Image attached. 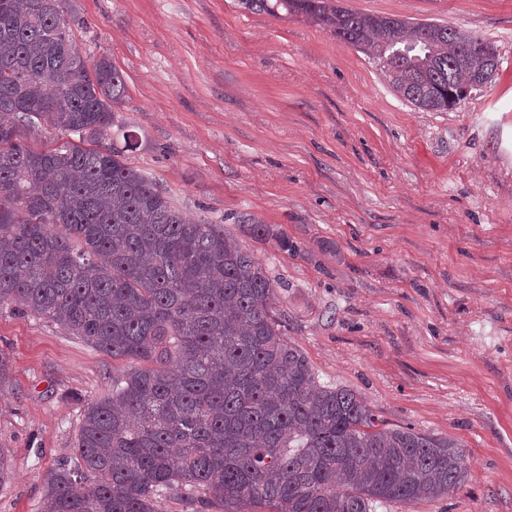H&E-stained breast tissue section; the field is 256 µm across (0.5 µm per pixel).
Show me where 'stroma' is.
Returning a JSON list of instances; mask_svg holds the SVG:
<instances>
[{
  "mask_svg": "<svg viewBox=\"0 0 512 512\" xmlns=\"http://www.w3.org/2000/svg\"><path fill=\"white\" fill-rule=\"evenodd\" d=\"M80 49L123 74L127 163L184 214L220 224L275 282L274 310L320 384L386 426L447 436L468 473L376 512H512V0H345L446 24L498 50L491 83L445 112L301 14L237 0H73ZM251 217L299 253L258 241ZM0 512H41L87 403L134 361L0 308Z\"/></svg>",
  "mask_w": 512,
  "mask_h": 512,
  "instance_id": "stroma-1",
  "label": "stroma"
}]
</instances>
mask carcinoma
<instances>
[{
	"label": "carcinoma",
	"instance_id": "obj_1",
	"mask_svg": "<svg viewBox=\"0 0 512 512\" xmlns=\"http://www.w3.org/2000/svg\"><path fill=\"white\" fill-rule=\"evenodd\" d=\"M238 3L302 14L376 60L397 54L392 88L424 111L456 106L499 61L478 35L336 0ZM68 15L69 0H0V307L19 301L143 366L86 405L42 512H158L172 494L227 512H375L461 486L458 440L382 428L360 395L317 384L262 265L125 163L130 135L112 137L125 80L82 54ZM242 228L299 251L258 220ZM13 469L0 448V487Z\"/></svg>",
	"mask_w": 512,
	"mask_h": 512
}]
</instances>
